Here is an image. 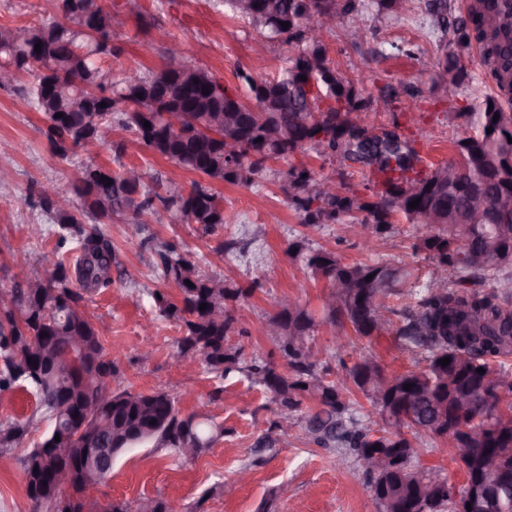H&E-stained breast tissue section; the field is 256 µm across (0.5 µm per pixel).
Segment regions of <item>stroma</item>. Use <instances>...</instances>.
Listing matches in <instances>:
<instances>
[{"instance_id": "1", "label": "stroma", "mask_w": 512, "mask_h": 512, "mask_svg": "<svg viewBox=\"0 0 512 512\" xmlns=\"http://www.w3.org/2000/svg\"><path fill=\"white\" fill-rule=\"evenodd\" d=\"M427 0H416L411 13L396 20L378 18L371 0H357L358 11L325 36L327 55L365 97L378 96L387 84L402 94L392 112L380 113L379 125L399 119L406 134L417 137V148L428 165L456 159L455 141L474 132L466 121L449 125L448 108L472 112L491 94L493 77L470 49L460 57L469 78L454 99L432 83H417L421 68L437 71L447 51L441 34L431 24ZM120 22L112 32L114 54L107 62L113 74L138 69L156 72L178 61L202 66L221 83L240 86V72L278 75L284 52L275 42L258 39L252 27L225 12L216 0H102ZM57 0H0V26H36L55 17ZM365 28L363 40L354 42L349 29ZM410 44L413 57L397 55L396 46ZM43 115L23 104L13 90L0 89V287L12 286L43 274L42 256L55 244L54 227L38 205V190L53 184L68 193L87 162L119 170L121 166H150L161 176H181L167 160L152 155L133 141L131 133L106 132L101 141L75 150L67 158L54 156L42 134ZM126 141L124 154H115L114 142ZM224 224L204 234L193 224H149L144 237L152 247L128 239L123 221L103 225L112 241L125 276L113 277L109 288L88 294L83 303L94 322L105 324L104 346L115 362L112 387L146 392L164 390L178 398L182 414L209 413L223 423L225 434L196 459L185 461L164 448H133L120 455L112 476L101 487L87 491L97 512L115 500L136 502L163 495L176 512H379L362 462L340 460L336 449L310 442L302 427L286 438L262 448L258 438L275 419L274 407L260 389L241 374L218 380L201 367L190 368L172 356L182 334L179 322L157 317L152 294L165 283L155 265V248L171 245L190 253L201 270L223 276L247 298L234 303L235 330L229 344L244 359L259 356L286 371L287 364L274 341L260 332L267 317L279 309L281 299L297 302L319 313L329 288L312 278L301 262L288 258L289 240L305 237L313 245L334 251L342 262L373 263L408 253L414 242L412 225L401 223L391 236L377 241L373 250L363 246L360 227L328 224L310 228L301 224L278 184L270 181L247 187L223 184ZM44 229L32 237L29 225ZM265 227L262 240L251 238L254 225ZM231 240L234 253H218ZM25 252L26 265L14 254ZM311 346L328 380L348 385L346 369L362 359L379 363L386 371L419 369V355L402 350L395 335L371 338L351 336L345 350H337L329 327L320 326Z\"/></svg>"}]
</instances>
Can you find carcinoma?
Segmentation results:
<instances>
[{"instance_id": "cac0c4a2", "label": "carcinoma", "mask_w": 512, "mask_h": 512, "mask_svg": "<svg viewBox=\"0 0 512 512\" xmlns=\"http://www.w3.org/2000/svg\"><path fill=\"white\" fill-rule=\"evenodd\" d=\"M217 2L247 20L261 38L285 47L278 76L239 75L245 96L206 69L185 63L140 74L135 81L130 75L114 78L104 63L112 57L117 20L101 0H58L59 16L39 26L0 27V72L13 73L0 88H14L28 78L21 96L44 116L42 134L55 156L64 159L86 147L98 129L117 126L132 132L152 154L200 176L187 185L153 177L138 166L114 173L89 163L70 187L80 206L63 194L55 198L40 190L39 203L56 226L55 246L43 256L48 276L0 289V393L28 391L36 408L24 419L0 420V457L49 421L50 434L19 458L30 512H91L84 493L110 477L113 461L124 451L151 445L181 455L188 446L200 453L212 447L224 426L211 417L182 415L176 396L167 391L114 390L112 404L97 401L96 375H112L114 363L106 357L103 332L82 302L109 287L112 269H120L100 225L124 219L136 236L141 225L160 222L161 207L168 223L179 219L209 233L224 223L216 185L252 186L271 179L306 226L347 220L380 239L391 235L401 219L416 225L412 255L427 253L441 275L424 281L399 257L345 264L304 237L288 242V256L301 261L312 277L331 286L348 281L353 288L338 302L325 304L319 317L291 303L280 304L269 317L288 365L285 374L259 357L245 361L227 342L235 329L229 306L248 291L204 274L195 260L172 247L158 250L160 277L177 290L152 293L158 316L181 324L173 356L201 360L216 379L243 374L269 394L277 413L286 410L293 420L304 419L305 432L317 445L340 448L361 462L376 444L378 452L395 455L394 470H366L380 512H455L447 498H425L423 481L450 477L416 463L421 436L443 438L447 429L459 427L474 435L455 458L464 475L458 488L468 495L481 488L493 491L499 479L480 467L484 454L502 457L512 476V402L504 399L512 395V369L502 362L512 353V215L504 217L494 206L502 196L512 199V179L498 178V170L512 162V107L488 96L475 112H448L450 125L463 117L475 125L473 134L455 144L463 176V187H456L444 174L448 164L422 166L416 140L401 131L398 118L381 127L354 118L356 112L376 114L379 105L389 108L399 96L397 88L386 86L376 102L362 98L331 63L322 38L309 36L312 19L327 16L336 23L357 11L356 0ZM373 4L377 16L398 19L412 9L413 0ZM427 8L448 44L467 46L477 33L482 60L497 84L512 87L511 18L491 12L485 0L452 23L448 0H428ZM441 71L451 74L456 90L469 77L454 54L445 57ZM170 112L183 114L180 129L167 122ZM228 138L237 141V153L224 152ZM308 150L336 161V175L328 180L336 194L313 193L320 178L302 163L286 170L272 166ZM356 168L368 172L359 188L349 182ZM104 176L112 184L102 181ZM417 199L420 204L410 208ZM366 286L370 302L364 305L359 297ZM391 296L405 303L394 308L387 304ZM6 298L12 306L1 305ZM320 325L350 326L365 337L393 328L403 349L420 354L424 367L389 374L361 360L346 369L379 416L363 419L345 398L344 386L319 372L309 338ZM75 336L84 339L80 349L74 347ZM443 358L450 363L441 365ZM76 418L87 420L88 430L79 432ZM57 436L69 443L63 455L56 452ZM60 469L71 474L67 497L56 484ZM147 501V510L140 502L132 510L115 501L106 512H175L162 497Z\"/></svg>"}]
</instances>
